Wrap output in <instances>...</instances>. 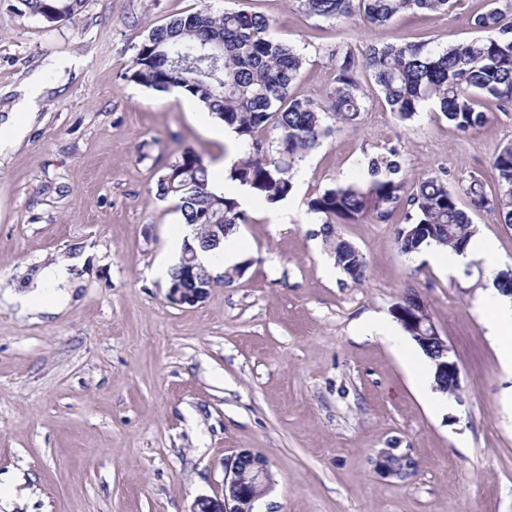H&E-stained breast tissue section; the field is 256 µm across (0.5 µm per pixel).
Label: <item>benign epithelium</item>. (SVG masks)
<instances>
[{
    "mask_svg": "<svg viewBox=\"0 0 512 512\" xmlns=\"http://www.w3.org/2000/svg\"><path fill=\"white\" fill-rule=\"evenodd\" d=\"M207 289L187 288L182 281L172 282L168 289V300L178 306H194L205 298ZM397 315L401 323L414 338L435 346L436 354L443 358L448 380L454 390L460 389V370L451 356L447 339L435 326L424 301L407 311L400 309ZM375 467L381 474L405 482L416 471V460L410 449L397 447L379 448L374 454ZM272 476L268 459L251 450L243 449L225 465L224 489L215 496H201L194 502L192 512H254V503L270 489Z\"/></svg>",
    "mask_w": 512,
    "mask_h": 512,
    "instance_id": "7a95c632",
    "label": "benign epithelium"
}]
</instances>
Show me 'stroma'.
<instances>
[{"label":"stroma","mask_w":512,"mask_h":512,"mask_svg":"<svg viewBox=\"0 0 512 512\" xmlns=\"http://www.w3.org/2000/svg\"><path fill=\"white\" fill-rule=\"evenodd\" d=\"M488 3L372 26L308 15L296 0H85L55 23L0 0V118L31 78L41 85L24 138L0 152V512H191L221 493L243 449L270 462L258 512H512V373L480 313L488 265L447 273L426 253H400L396 220H361L340 227L366 257L356 283L307 210L390 146L409 181L454 188L480 173L495 187L512 104L490 106L464 134L431 109L399 121L368 91L361 120L337 125L298 166L287 223L264 201L249 210L236 231L252 260L244 276L175 306L151 274L181 221L157 181L182 149L213 162L223 148L196 99L124 78L151 27L202 7L244 9L303 56L294 94L318 98L336 72L326 46L443 48L474 38ZM470 217L494 243L497 271L512 269V226L493 211ZM87 245L97 254L61 313L11 304L36 271ZM410 289L459 365L453 413L428 404L404 354L363 331L370 317L394 324ZM394 445L417 462L404 483L372 462Z\"/></svg>","instance_id":"1"}]
</instances>
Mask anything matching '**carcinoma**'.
Returning <instances> with one entry per match:
<instances>
[{
	"label": "carcinoma",
	"instance_id": "cac0c4a2",
	"mask_svg": "<svg viewBox=\"0 0 512 512\" xmlns=\"http://www.w3.org/2000/svg\"><path fill=\"white\" fill-rule=\"evenodd\" d=\"M456 0H298L304 10L324 19L359 16L385 25L401 14L445 13ZM500 0L474 17L484 36L465 44L429 50L422 44L368 45L357 52L336 46L334 82L322 101L292 95L303 68V57L272 33L269 19L244 10L215 15L206 8L175 14L153 27L137 48L124 79L167 91L180 88L233 128L243 144L228 169V179L249 187L274 205L293 193L295 166L321 146L336 123H356L365 110L361 75L376 85L389 111L411 121L429 102L458 131L467 133L487 121L484 103H512V22H504ZM272 129L268 140L259 132ZM496 188L487 192L483 176L470 175L458 191L438 176L409 185L402 174L400 150L387 147L368 159L360 181L326 188L307 202L320 219V235L335 265L351 280L365 278L367 263L359 249L338 231L341 224L371 218L387 221L404 211V225L395 240L411 255L433 244L455 252L476 235L465 211L463 193L475 210L498 213L512 224V143L492 162ZM210 170L203 154L186 148L166 165L157 194L178 200L185 223L207 240L209 225H224V236L248 222L246 210L230 195L210 188Z\"/></svg>",
	"mask_w": 512,
	"mask_h": 512
}]
</instances>
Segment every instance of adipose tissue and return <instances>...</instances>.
Here are the masks:
<instances>
[{"instance_id": "ef3b65f1", "label": "adipose tissue", "mask_w": 512, "mask_h": 512, "mask_svg": "<svg viewBox=\"0 0 512 512\" xmlns=\"http://www.w3.org/2000/svg\"><path fill=\"white\" fill-rule=\"evenodd\" d=\"M92 255V249L87 247L65 262L39 270L30 291L22 297L24 306L37 312H61L70 298V289L79 284L78 272L85 269ZM483 307L488 334L498 345L500 362L504 369L512 371V299L493 292L484 298Z\"/></svg>"}]
</instances>
